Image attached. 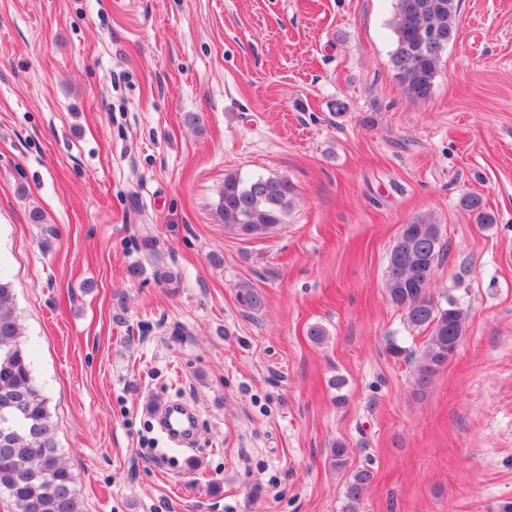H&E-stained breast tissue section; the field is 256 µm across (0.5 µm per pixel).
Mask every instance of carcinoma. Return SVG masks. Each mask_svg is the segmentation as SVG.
Returning a JSON list of instances; mask_svg holds the SVG:
<instances>
[{"instance_id": "carcinoma-1", "label": "carcinoma", "mask_w": 512, "mask_h": 512, "mask_svg": "<svg viewBox=\"0 0 512 512\" xmlns=\"http://www.w3.org/2000/svg\"><path fill=\"white\" fill-rule=\"evenodd\" d=\"M460 0H394L391 20L394 50L391 66L407 94L426 98L445 49L424 40L420 30L436 29L452 43L458 36ZM295 189L286 178L270 175L224 177L215 205L216 217L233 234L258 238L288 223ZM461 205L479 224L493 223L482 196L466 195ZM444 255L440 225L419 219L397 236L388 255L386 294L403 312L408 328L425 331V343L413 370L414 389L424 393L464 335L465 315L452 299L438 303L430 295L432 275ZM238 304L257 311L262 292L242 285ZM331 467L348 469V450L341 441L329 450ZM374 480L368 468L353 470L345 484L346 512H358ZM0 495L15 512H84L71 472L54 440L49 397L34 376L33 359L24 341L11 283L0 276Z\"/></svg>"}]
</instances>
